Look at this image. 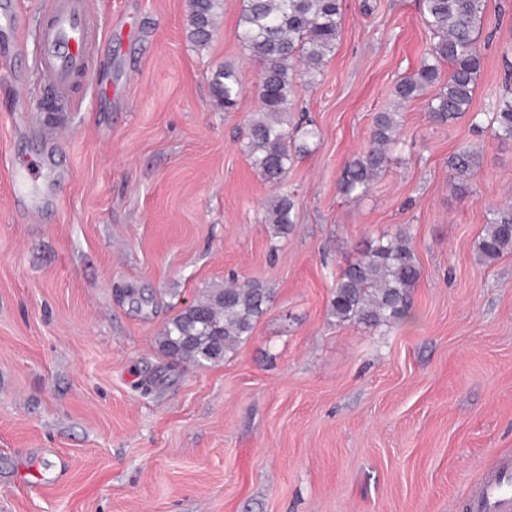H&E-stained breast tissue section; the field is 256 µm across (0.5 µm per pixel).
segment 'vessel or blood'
Masks as SVG:
<instances>
[{
    "label": "vessel or blood",
    "mask_w": 512,
    "mask_h": 512,
    "mask_svg": "<svg viewBox=\"0 0 512 512\" xmlns=\"http://www.w3.org/2000/svg\"><path fill=\"white\" fill-rule=\"evenodd\" d=\"M99 30L86 0H52L40 31V81L66 98L74 78L87 71ZM472 512H512V459L502 458L495 472L472 493Z\"/></svg>",
    "instance_id": "obj_1"
}]
</instances>
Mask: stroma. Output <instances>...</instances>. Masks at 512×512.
<instances>
[{
    "label": "stroma",
    "instance_id": "1",
    "mask_svg": "<svg viewBox=\"0 0 512 512\" xmlns=\"http://www.w3.org/2000/svg\"><path fill=\"white\" fill-rule=\"evenodd\" d=\"M46 0H15L25 30L0 29V512H468L512 456V252L475 245L512 202V142L469 118L432 124L402 108L386 170L360 197L345 164L430 43L422 0H343L336 49L299 86L287 179L247 152L261 64L223 0L203 47L187 0H90L99 44L50 111L30 85ZM472 111L512 92V0H488ZM245 88L211 93L220 67ZM483 157L461 197L459 146ZM295 223L272 237L274 195ZM409 235L421 276L413 320L337 323L335 277L357 246ZM274 301L224 360L170 365L156 338L229 278ZM212 91L214 97L228 109L236 105L244 88L233 69L221 67L213 75ZM294 201L289 195L273 197L264 212V223L269 224L274 237H285L294 224Z\"/></svg>",
    "mask_w": 512,
    "mask_h": 512
}]
</instances>
